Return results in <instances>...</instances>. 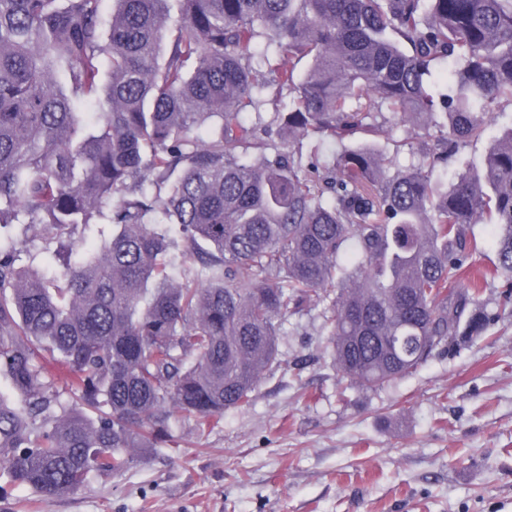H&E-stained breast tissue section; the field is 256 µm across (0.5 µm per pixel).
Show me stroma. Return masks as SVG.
<instances>
[{
  "label": "stroma",
  "mask_w": 512,
  "mask_h": 512,
  "mask_svg": "<svg viewBox=\"0 0 512 512\" xmlns=\"http://www.w3.org/2000/svg\"><path fill=\"white\" fill-rule=\"evenodd\" d=\"M261 98L259 112L242 116L258 138L251 162L281 144L277 115L288 109V95L269 89ZM510 128L505 103L482 138L436 168L435 180L479 162ZM356 139L401 167L419 159L411 125L394 117L383 133ZM343 148L309 137L290 146L302 166L330 180ZM473 231L480 253L462 283L481 284L477 308L493 316L482 335L449 342L412 373L367 388L341 378L320 312L306 307L285 324L282 368L210 433L197 436L191 422L176 421L173 445L124 473L90 478L49 503L16 487L0 497V512H512V285L493 274L496 226Z\"/></svg>",
  "instance_id": "obj_1"
}]
</instances>
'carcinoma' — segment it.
Listing matches in <instances>:
<instances>
[{
	"label": "carcinoma",
	"mask_w": 512,
	"mask_h": 512,
	"mask_svg": "<svg viewBox=\"0 0 512 512\" xmlns=\"http://www.w3.org/2000/svg\"><path fill=\"white\" fill-rule=\"evenodd\" d=\"M113 4L105 22L101 0H0V238L20 226L60 267L26 266L0 243V370L14 389L0 396V478L47 503L168 445L177 415L203 436L248 405L308 302L324 306L337 371L376 387L486 329L476 291L459 286L472 225L497 226L495 270L512 277V128L482 171L445 186L430 148L395 168L370 144L346 148L326 201L283 151L243 163L254 130L241 120L274 88L291 96L282 130L295 140L379 133L391 112L421 139L439 129L454 153L512 104V0ZM263 41L308 60L306 77ZM445 59L437 101L426 80ZM88 102L104 108L96 127ZM101 220L112 237L78 250ZM49 364L68 371L64 386Z\"/></svg>",
	"instance_id": "carcinoma-1"
}]
</instances>
